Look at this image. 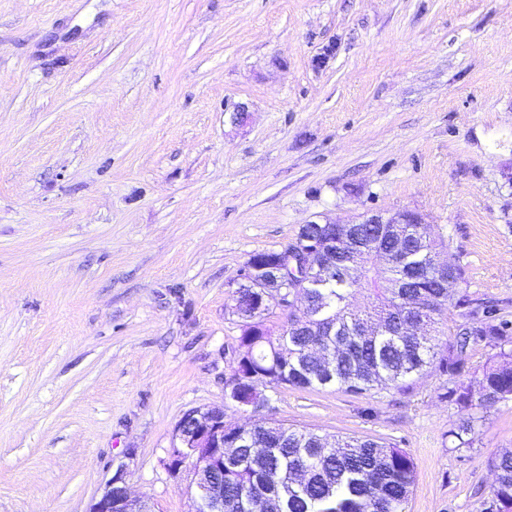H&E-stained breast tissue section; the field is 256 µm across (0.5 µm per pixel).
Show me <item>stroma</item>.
<instances>
[{"label":"stroma","mask_w":512,"mask_h":512,"mask_svg":"<svg viewBox=\"0 0 512 512\" xmlns=\"http://www.w3.org/2000/svg\"><path fill=\"white\" fill-rule=\"evenodd\" d=\"M511 165L512 0H0V512H89L120 468L191 512L175 426L250 422L225 396L232 287L309 221L418 212L460 294L512 321ZM496 360L281 387L261 416L403 448L405 512H493L512 399L445 393Z\"/></svg>","instance_id":"1"}]
</instances>
